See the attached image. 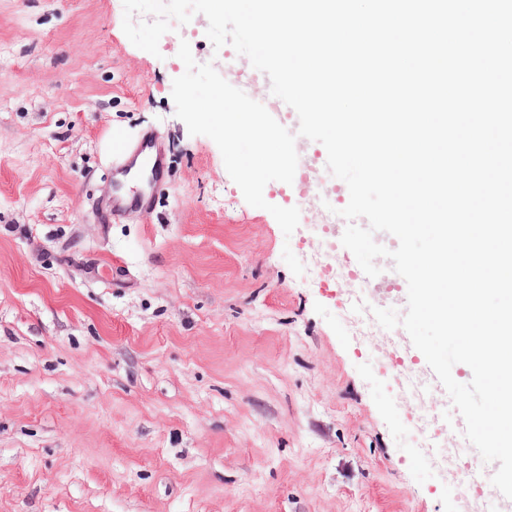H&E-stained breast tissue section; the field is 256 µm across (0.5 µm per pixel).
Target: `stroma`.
Segmentation results:
<instances>
[{
	"mask_svg": "<svg viewBox=\"0 0 512 512\" xmlns=\"http://www.w3.org/2000/svg\"><path fill=\"white\" fill-rule=\"evenodd\" d=\"M123 16L0 0V512H465L368 361L419 360L408 333L357 324L298 247L316 211L284 236L176 117L207 18L154 55ZM147 130L151 211L100 223L113 140Z\"/></svg>",
	"mask_w": 512,
	"mask_h": 512,
	"instance_id": "35a3bbf8",
	"label": "stroma"
}]
</instances>
